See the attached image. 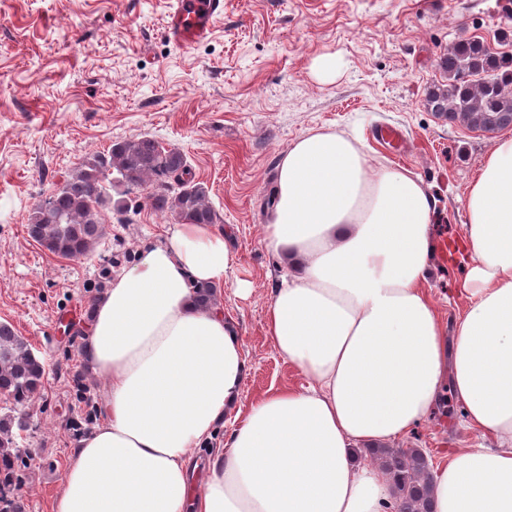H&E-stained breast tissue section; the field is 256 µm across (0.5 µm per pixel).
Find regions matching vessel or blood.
<instances>
[{"label": "vessel or blood", "instance_id": "b4317fda", "mask_svg": "<svg viewBox=\"0 0 512 512\" xmlns=\"http://www.w3.org/2000/svg\"><path fill=\"white\" fill-rule=\"evenodd\" d=\"M224 14V0H170L165 33L170 42L189 47L207 39Z\"/></svg>", "mask_w": 512, "mask_h": 512}]
</instances>
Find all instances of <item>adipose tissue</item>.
<instances>
[{
  "label": "adipose tissue",
  "instance_id": "adipose-tissue-1",
  "mask_svg": "<svg viewBox=\"0 0 512 512\" xmlns=\"http://www.w3.org/2000/svg\"><path fill=\"white\" fill-rule=\"evenodd\" d=\"M264 240L287 272L267 308L277 355L308 380L241 411L246 359L218 289L233 257L210 224H174L91 303L82 336L109 386L52 512H393L392 480L359 462L433 413L444 391L491 437L450 452L434 512H512V136L464 197L473 265L446 332L425 285L433 202L356 138H297L275 169ZM235 428L193 489V448Z\"/></svg>",
  "mask_w": 512,
  "mask_h": 512
}]
</instances>
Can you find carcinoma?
I'll list each match as a JSON object with an SVG mask.
<instances>
[{
    "label": "carcinoma",
    "instance_id": "1",
    "mask_svg": "<svg viewBox=\"0 0 512 512\" xmlns=\"http://www.w3.org/2000/svg\"><path fill=\"white\" fill-rule=\"evenodd\" d=\"M448 86L432 87L425 105L448 122L481 131L512 126V55H492L479 41L461 36L438 57ZM146 191V201L169 212L179 224H214L208 189L192 177L186 156L149 136L112 144L82 160L44 201L29 211V237L50 253L68 258L90 255L105 234V212L126 211L113 193ZM46 368L31 345L6 322L0 323V503L3 512H25L13 493L18 463L26 449L18 439L28 430L26 408L40 394ZM371 459L393 479L396 512H433L432 472L419 448H367Z\"/></svg>",
    "mask_w": 512,
    "mask_h": 512
}]
</instances>
